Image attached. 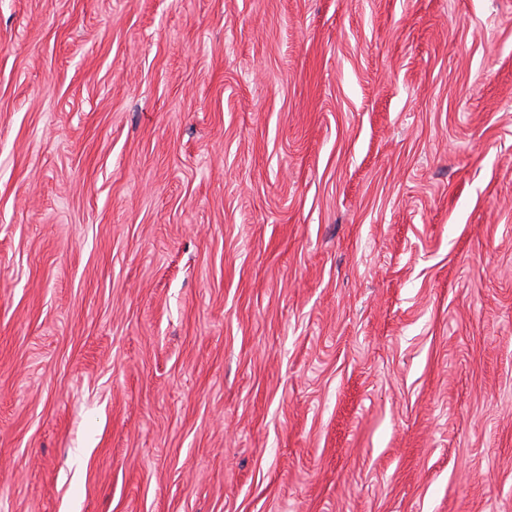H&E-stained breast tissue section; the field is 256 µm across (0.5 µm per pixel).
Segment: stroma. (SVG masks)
<instances>
[{
	"label": "stroma",
	"instance_id": "obj_1",
	"mask_svg": "<svg viewBox=\"0 0 512 512\" xmlns=\"http://www.w3.org/2000/svg\"><path fill=\"white\" fill-rule=\"evenodd\" d=\"M0 512H512V0H0Z\"/></svg>",
	"mask_w": 512,
	"mask_h": 512
}]
</instances>
